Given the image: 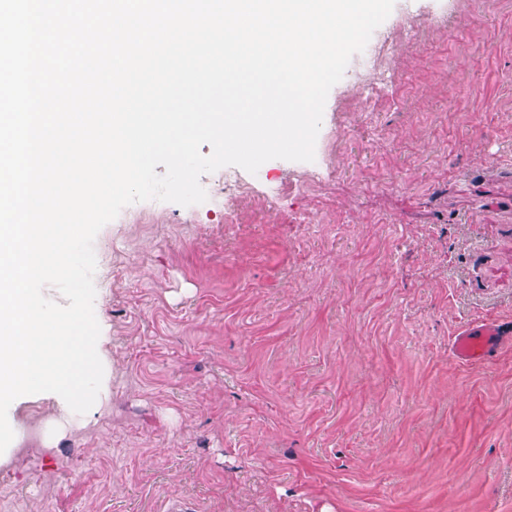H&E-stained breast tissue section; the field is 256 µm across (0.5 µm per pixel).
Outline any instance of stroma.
Returning <instances> with one entry per match:
<instances>
[{"instance_id":"35a3bbf8","label":"stroma","mask_w":512,"mask_h":512,"mask_svg":"<svg viewBox=\"0 0 512 512\" xmlns=\"http://www.w3.org/2000/svg\"><path fill=\"white\" fill-rule=\"evenodd\" d=\"M379 33L384 95L355 54L313 161L99 231L108 392L16 407L41 437L0 512H512V341L451 353L512 330V0H395ZM511 335L509 329L495 322H480L460 331L452 342V353L460 363L490 357Z\"/></svg>"}]
</instances>
